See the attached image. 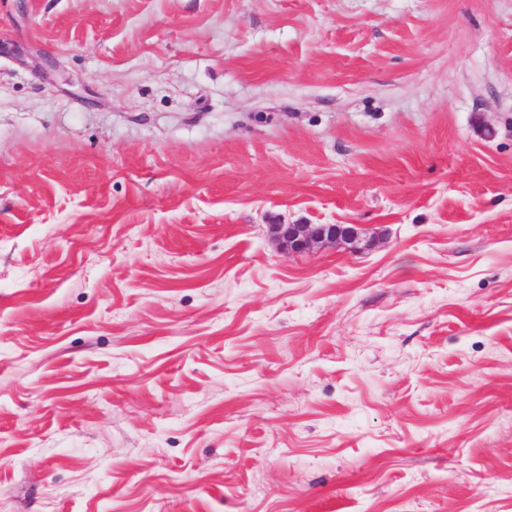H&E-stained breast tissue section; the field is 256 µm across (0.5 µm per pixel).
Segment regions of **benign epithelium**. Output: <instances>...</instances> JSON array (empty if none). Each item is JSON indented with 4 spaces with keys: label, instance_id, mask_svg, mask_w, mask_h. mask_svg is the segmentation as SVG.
<instances>
[{
    "label": "benign epithelium",
    "instance_id": "obj_1",
    "mask_svg": "<svg viewBox=\"0 0 512 512\" xmlns=\"http://www.w3.org/2000/svg\"><path fill=\"white\" fill-rule=\"evenodd\" d=\"M269 233L280 248L302 252L315 247H337L344 245L356 250L361 243L371 246L375 239L360 236L354 225L344 224H271Z\"/></svg>",
    "mask_w": 512,
    "mask_h": 512
}]
</instances>
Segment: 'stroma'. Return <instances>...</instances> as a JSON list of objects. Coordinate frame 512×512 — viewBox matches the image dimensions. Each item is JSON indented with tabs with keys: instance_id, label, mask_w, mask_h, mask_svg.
<instances>
[{
	"instance_id": "1",
	"label": "stroma",
	"mask_w": 512,
	"mask_h": 512,
	"mask_svg": "<svg viewBox=\"0 0 512 512\" xmlns=\"http://www.w3.org/2000/svg\"><path fill=\"white\" fill-rule=\"evenodd\" d=\"M0 512H512V0H0ZM269 233L280 248L292 252L341 245L356 250L364 241L355 225L344 224H271Z\"/></svg>"
}]
</instances>
